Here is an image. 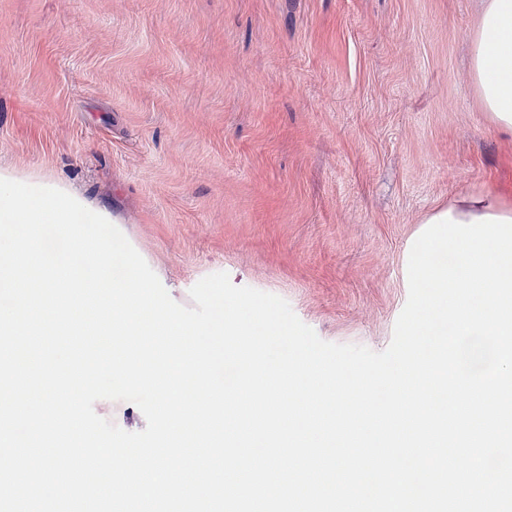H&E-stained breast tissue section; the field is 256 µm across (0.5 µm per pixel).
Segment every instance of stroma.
<instances>
[{"label": "stroma", "mask_w": 512, "mask_h": 512, "mask_svg": "<svg viewBox=\"0 0 512 512\" xmlns=\"http://www.w3.org/2000/svg\"><path fill=\"white\" fill-rule=\"evenodd\" d=\"M483 0H0V166L106 206L165 284L223 272L380 352L436 209L512 206Z\"/></svg>", "instance_id": "35a3bbf8"}]
</instances>
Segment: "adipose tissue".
I'll return each mask as SVG.
<instances>
[{
  "label": "adipose tissue",
  "mask_w": 512,
  "mask_h": 512,
  "mask_svg": "<svg viewBox=\"0 0 512 512\" xmlns=\"http://www.w3.org/2000/svg\"><path fill=\"white\" fill-rule=\"evenodd\" d=\"M471 43L480 107L497 127L512 131V0H485Z\"/></svg>",
  "instance_id": "obj_1"
}]
</instances>
